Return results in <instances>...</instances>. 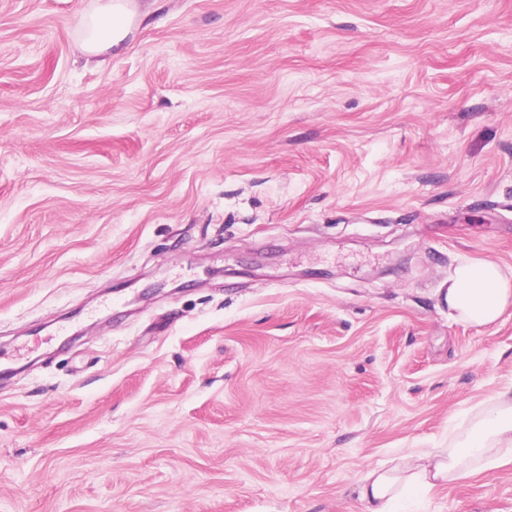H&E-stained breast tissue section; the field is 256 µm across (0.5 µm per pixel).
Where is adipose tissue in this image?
I'll list each match as a JSON object with an SVG mask.
<instances>
[{
  "label": "adipose tissue",
  "mask_w": 512,
  "mask_h": 512,
  "mask_svg": "<svg viewBox=\"0 0 512 512\" xmlns=\"http://www.w3.org/2000/svg\"><path fill=\"white\" fill-rule=\"evenodd\" d=\"M74 22L82 33L86 54L99 55L119 44L111 4L95 13L76 11ZM445 301L457 318L475 325L494 324L512 304V279L491 261H465L448 278ZM512 447V395L501 394L497 406L481 419L465 443L446 450L416 449L391 466L368 470L359 481L365 512H390L391 504L415 486L433 487L468 479Z\"/></svg>",
  "instance_id": "adipose-tissue-1"
}]
</instances>
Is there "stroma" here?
Listing matches in <instances>:
<instances>
[{
    "instance_id": "obj_1",
    "label": "stroma",
    "mask_w": 512,
    "mask_h": 512,
    "mask_svg": "<svg viewBox=\"0 0 512 512\" xmlns=\"http://www.w3.org/2000/svg\"><path fill=\"white\" fill-rule=\"evenodd\" d=\"M0 0V512H364L512 388V0ZM396 512H512V455ZM112 7L116 13L126 15L129 12V1L109 0L93 14L83 10L76 11L74 22L82 33L81 47L86 54L100 55L111 50L127 36L128 31L118 32ZM448 310L475 326L494 324L512 303V280L491 261H464L448 278Z\"/></svg>"
}]
</instances>
